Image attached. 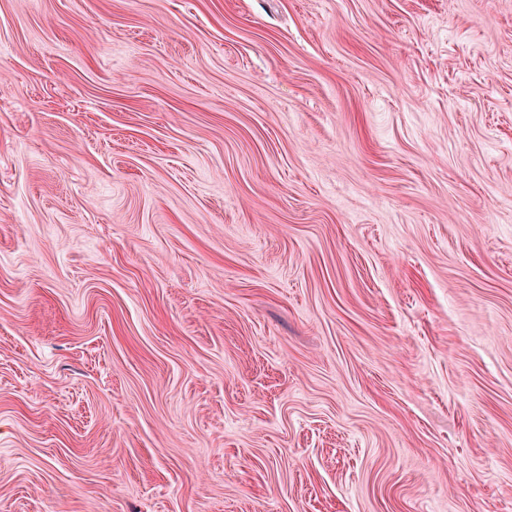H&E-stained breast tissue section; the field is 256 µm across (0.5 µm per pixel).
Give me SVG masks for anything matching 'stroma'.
<instances>
[{
  "label": "stroma",
  "instance_id": "35a3bbf8",
  "mask_svg": "<svg viewBox=\"0 0 512 512\" xmlns=\"http://www.w3.org/2000/svg\"><path fill=\"white\" fill-rule=\"evenodd\" d=\"M0 512H512V0H0Z\"/></svg>",
  "mask_w": 512,
  "mask_h": 512
}]
</instances>
